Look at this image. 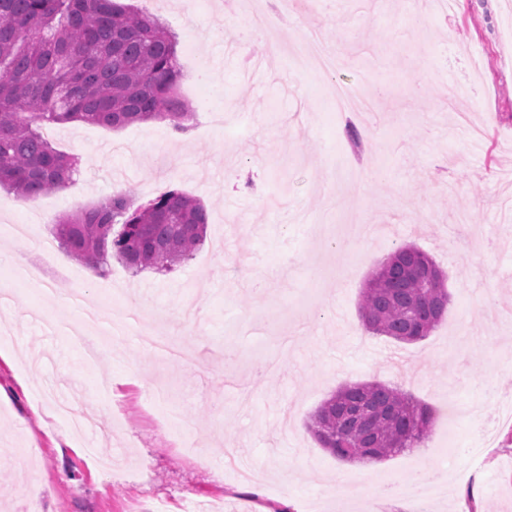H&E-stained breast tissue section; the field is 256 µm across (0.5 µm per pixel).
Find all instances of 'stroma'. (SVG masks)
<instances>
[{
  "instance_id": "1",
  "label": "stroma",
  "mask_w": 512,
  "mask_h": 512,
  "mask_svg": "<svg viewBox=\"0 0 512 512\" xmlns=\"http://www.w3.org/2000/svg\"><path fill=\"white\" fill-rule=\"evenodd\" d=\"M127 2L178 33L195 127L178 138L162 120L53 125L45 136L81 161L72 181L33 204L0 189V512H183L190 499L204 512H467L461 494L422 505L377 490L390 474L404 484L474 465L478 512H512V424L496 410L512 400V0H288L270 31L252 27L243 0L189 12ZM315 32L336 58L319 78L285 52ZM174 188L204 203L208 226L169 272L114 259L92 278L63 247L46 257L7 232L33 206L47 212L37 237L50 238L54 219L113 193L143 205ZM337 241L362 253L341 274ZM406 244L445 272L448 308L401 344L367 331L359 302ZM257 277L264 290L249 288ZM61 281L90 304L110 286L142 327L87 360L77 337L51 330L81 324L48 293ZM143 327L193 361L154 356ZM350 382L430 407L424 442L376 463L321 448L309 417ZM167 409L189 423V451ZM481 422L495 444L476 461Z\"/></svg>"
}]
</instances>
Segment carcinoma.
<instances>
[{
    "mask_svg": "<svg viewBox=\"0 0 512 512\" xmlns=\"http://www.w3.org/2000/svg\"><path fill=\"white\" fill-rule=\"evenodd\" d=\"M182 78L176 38L151 13L116 0H0V188L34 200L72 179L78 158L43 137L45 124L120 130L167 120L187 134ZM55 224L82 264L102 272L113 256L138 274L171 271L202 249L208 213L179 191L146 206L120 192ZM447 305L442 270L405 245L371 273L360 313L368 331L408 343L429 336ZM431 423L429 407L399 388L354 382L324 400L308 428L340 461H381L421 444Z\"/></svg>",
    "mask_w": 512,
    "mask_h": 512,
    "instance_id": "obj_1",
    "label": "carcinoma"
}]
</instances>
